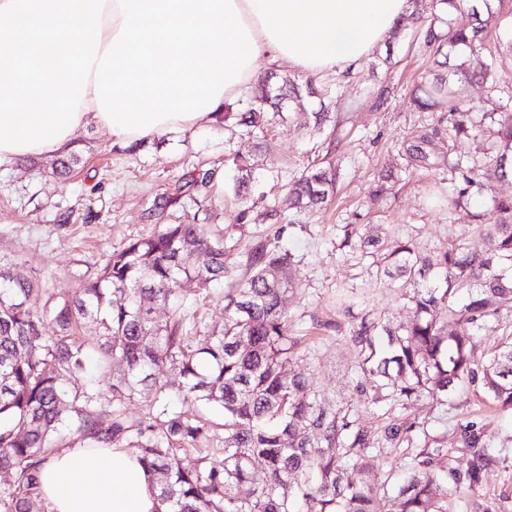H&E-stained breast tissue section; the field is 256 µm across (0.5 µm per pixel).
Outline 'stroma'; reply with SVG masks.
<instances>
[{"label":"stroma","instance_id":"35a3bbf8","mask_svg":"<svg viewBox=\"0 0 512 512\" xmlns=\"http://www.w3.org/2000/svg\"><path fill=\"white\" fill-rule=\"evenodd\" d=\"M443 71L412 34L391 36L356 67L324 127L315 128L312 118L320 109L318 99H305L286 112L284 124L269 127L267 143L259 149L220 122L161 135L132 154L113 146L103 131L83 129L75 141L81 161L70 177L52 175L42 159L0 166V260L37 282L30 304L39 309L48 298L72 296L99 273L114 249L163 224L199 217L218 225L237 245L229 254L234 262L252 241L280 239L297 258L299 290L284 308L296 322L301 365L315 389L350 404L364 427L379 428L391 415L414 422L408 441L384 449L383 468L394 479L406 475L416 448L428 437L447 448L453 467L466 472L470 455L457 443L459 423H477L498 444L512 435V414L492 407L476 385L458 390L446 405L428 399L404 409L363 405L355 388L373 380L354 371L353 330L368 315L399 323L411 312L395 301L394 289L377 276L370 258L344 244L347 231L372 224L381 237L412 240L434 255L449 240L467 235L473 214L484 211L477 197L467 209H449L448 156L459 144L449 138L439 113L417 111L413 102L427 79ZM424 136L433 156L427 167L410 156ZM237 151L256 152L262 190L324 160L337 169L336 193L325 210L285 228L282 236L279 221L257 222L262 204H253L251 217L239 219L245 207L235 198L224 165ZM206 170L220 173V181L193 186V178ZM490 498L501 512H512V453L487 468L478 486L461 485L456 512H478Z\"/></svg>","mask_w":512,"mask_h":512}]
</instances>
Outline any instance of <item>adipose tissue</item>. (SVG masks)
<instances>
[{
	"mask_svg": "<svg viewBox=\"0 0 512 512\" xmlns=\"http://www.w3.org/2000/svg\"><path fill=\"white\" fill-rule=\"evenodd\" d=\"M407 0H0V165L52 158L78 130L128 147L220 120L262 65L342 73ZM49 512H158L132 452L73 446L39 473Z\"/></svg>",
	"mask_w": 512,
	"mask_h": 512,
	"instance_id": "obj_1",
	"label": "adipose tissue"
}]
</instances>
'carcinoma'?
Returning a JSON list of instances; mask_svg holds the SVG:
<instances>
[{"label":"carcinoma","instance_id":"carcinoma-1","mask_svg":"<svg viewBox=\"0 0 512 512\" xmlns=\"http://www.w3.org/2000/svg\"><path fill=\"white\" fill-rule=\"evenodd\" d=\"M492 2L483 0L481 12L474 0H436L431 19L411 14L396 26L456 58L448 76L434 77L415 104L422 112H447L455 137L472 143L448 163V206L462 208L479 196L486 211L473 215L472 235L435 256L409 241L386 245L368 227L346 233L358 236L397 289L396 299L413 312L405 324L365 317L350 337L356 368L375 381L355 391L372 405L405 407L421 397L445 404L456 389L479 381L492 405L512 410V346L488 359L479 353L483 333L512 313V196L497 191L512 177V113L476 109L461 96V86L475 79L489 85L488 93L497 91L496 69L483 56V35L499 26ZM465 11L474 23L455 24L453 16ZM270 78L275 88L264 84L238 111L224 113L240 135L257 137L285 120L288 103L318 95L310 80L301 87L288 76ZM78 163L70 152L50 168L64 177ZM224 165L236 172L235 196L252 195L255 159L237 152ZM335 189L336 169L314 164L288 183L286 204L313 216ZM295 264L292 251L260 240L245 252L239 274L214 225L164 224L112 251L72 297H51L40 309L29 304L34 282L0 265V472L13 478L0 493V512H31L40 497L39 467L65 428L71 445L134 449L162 512H378L379 491L385 512H449L448 497L465 481L479 484L494 462L483 428L472 421L458 426L460 447L472 453L466 475L451 465L436 468L447 449L427 445L404 484H392L379 469L374 432L352 409L317 393L300 368V339L283 309L296 291ZM221 279L230 281L224 325L196 346L183 327L182 284L194 280L205 290ZM442 304L446 322L435 315ZM156 305L173 309L169 322L154 319ZM86 321L96 326L100 362L120 366L91 392L78 385L89 346L77 331ZM163 368L174 380L160 381ZM134 400L145 403L140 415L127 412ZM201 406L218 408L223 422L199 415ZM413 428L391 419L383 433L396 441ZM214 454L223 456L221 464L209 462Z\"/></svg>","mask_w":512,"mask_h":512}]
</instances>
